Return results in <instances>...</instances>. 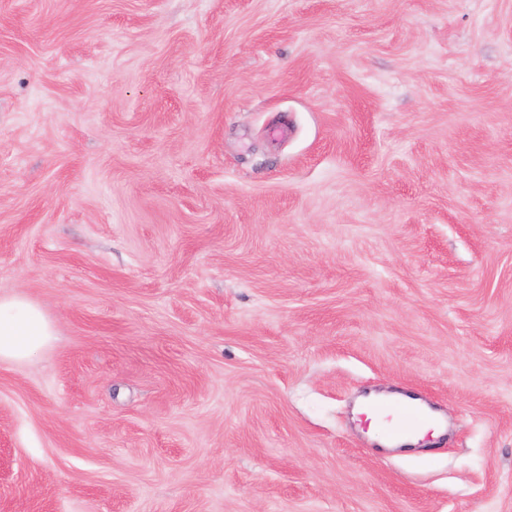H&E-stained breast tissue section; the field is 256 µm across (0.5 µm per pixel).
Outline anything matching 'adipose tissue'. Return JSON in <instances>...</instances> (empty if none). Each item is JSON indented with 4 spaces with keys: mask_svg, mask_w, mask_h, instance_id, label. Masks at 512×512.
<instances>
[{
    "mask_svg": "<svg viewBox=\"0 0 512 512\" xmlns=\"http://www.w3.org/2000/svg\"><path fill=\"white\" fill-rule=\"evenodd\" d=\"M54 334L42 310L26 297L0 291V363L33 355Z\"/></svg>",
    "mask_w": 512,
    "mask_h": 512,
    "instance_id": "1",
    "label": "adipose tissue"
}]
</instances>
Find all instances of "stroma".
Segmentation results:
<instances>
[{"mask_svg": "<svg viewBox=\"0 0 512 512\" xmlns=\"http://www.w3.org/2000/svg\"><path fill=\"white\" fill-rule=\"evenodd\" d=\"M1 290L0 512H512V0H0ZM52 336L53 326L37 305L20 294L0 291V363L30 357ZM383 400V401H390V402H401L405 404L420 406L417 401H412L410 398L403 397V396H397V397H391L386 398L383 396L377 397V396H369L361 402L360 405V413L366 414L367 419L370 420V430L369 433L379 443L383 445L388 446H396V445H404V444H417L421 440L425 438L427 433L429 431H432L433 436H436L440 431V424L435 423H428L423 428L414 430L411 432L405 439H400L401 437L407 435L406 429H404L401 425V421H410L422 424L426 420V413L423 409L419 407H413V406H407V407H394V406H387L386 404H381L380 409L382 411H394L396 413V417L398 420V424L394 427H391L387 430V436L394 440H389L385 438L381 431H377V426L372 419L371 414L368 413L366 409L370 408V404L374 401ZM399 439V440H396Z\"/></svg>", "mask_w": 512, "mask_h": 512, "instance_id": "stroma-1", "label": "stroma"}]
</instances>
